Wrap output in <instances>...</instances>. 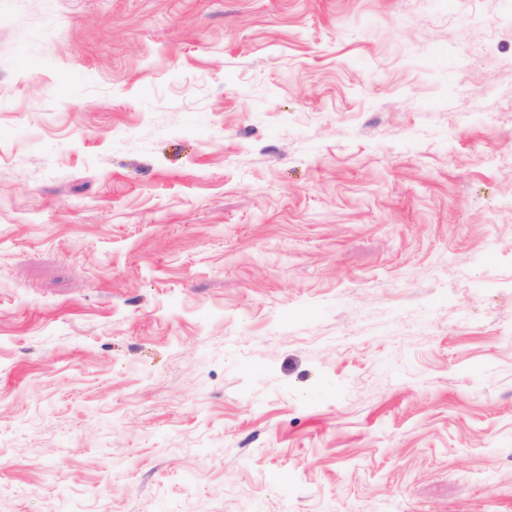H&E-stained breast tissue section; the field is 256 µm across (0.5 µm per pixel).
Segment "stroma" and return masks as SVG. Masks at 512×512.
<instances>
[{
	"mask_svg": "<svg viewBox=\"0 0 512 512\" xmlns=\"http://www.w3.org/2000/svg\"><path fill=\"white\" fill-rule=\"evenodd\" d=\"M0 512H512V0H0Z\"/></svg>",
	"mask_w": 512,
	"mask_h": 512,
	"instance_id": "stroma-1",
	"label": "stroma"
}]
</instances>
